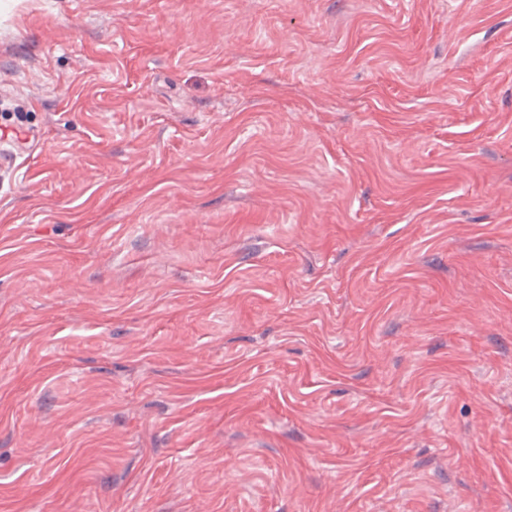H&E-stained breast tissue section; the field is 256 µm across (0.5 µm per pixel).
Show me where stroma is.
Masks as SVG:
<instances>
[{"instance_id":"obj_1","label":"stroma","mask_w":512,"mask_h":512,"mask_svg":"<svg viewBox=\"0 0 512 512\" xmlns=\"http://www.w3.org/2000/svg\"><path fill=\"white\" fill-rule=\"evenodd\" d=\"M0 512H512V0H0Z\"/></svg>"}]
</instances>
